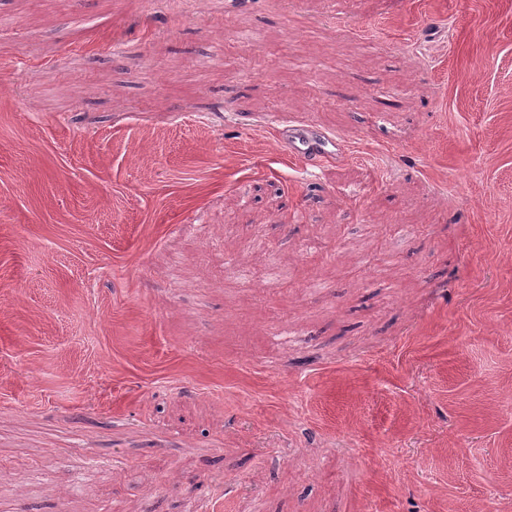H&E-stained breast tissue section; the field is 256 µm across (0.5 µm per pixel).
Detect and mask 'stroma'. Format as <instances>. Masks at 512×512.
<instances>
[{
	"instance_id": "obj_1",
	"label": "stroma",
	"mask_w": 512,
	"mask_h": 512,
	"mask_svg": "<svg viewBox=\"0 0 512 512\" xmlns=\"http://www.w3.org/2000/svg\"><path fill=\"white\" fill-rule=\"evenodd\" d=\"M0 512H512V0H0ZM281 140L292 153L301 155L309 168H318L323 160L333 154L328 146L335 147V141L313 127L284 128Z\"/></svg>"
}]
</instances>
